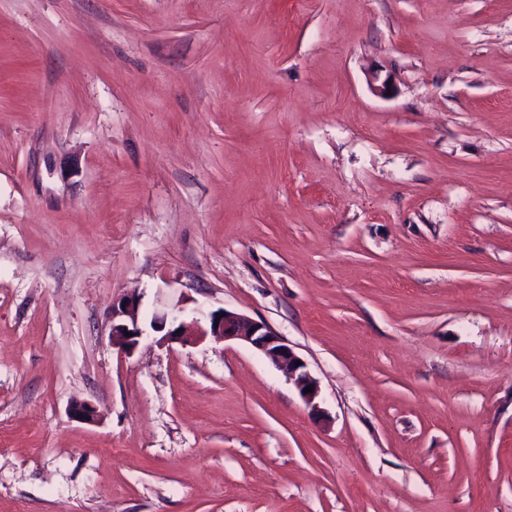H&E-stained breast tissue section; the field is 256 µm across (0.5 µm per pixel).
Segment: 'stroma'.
Segmentation results:
<instances>
[{
	"label": "stroma",
	"mask_w": 512,
	"mask_h": 512,
	"mask_svg": "<svg viewBox=\"0 0 512 512\" xmlns=\"http://www.w3.org/2000/svg\"><path fill=\"white\" fill-rule=\"evenodd\" d=\"M0 512H512V0H0ZM143 336V329L139 324V295L135 292L127 293L112 304L111 343L129 355L137 348ZM222 312H225V316H221ZM216 317H219V321H216ZM176 321L177 319L174 317L169 318L167 313L154 315L150 327L155 333H162L158 342L179 341L185 344L192 343L205 336H212L222 341L238 340L245 342L269 357L275 366L294 384L302 399L312 408L317 407L314 400L319 394L318 382L306 370L304 361L285 342L281 335L265 322L253 320L244 314L225 308L209 314L207 329L198 324L196 326H189L184 323L175 325ZM215 323H218V326H215ZM176 331H180V334H176ZM296 361H300L301 365L296 366ZM308 386H312V392L304 393Z\"/></svg>",
	"instance_id": "stroma-1"
}]
</instances>
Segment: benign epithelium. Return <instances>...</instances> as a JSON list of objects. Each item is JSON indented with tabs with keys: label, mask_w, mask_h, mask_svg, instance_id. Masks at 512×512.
<instances>
[{
	"label": "benign epithelium",
	"mask_w": 512,
	"mask_h": 512,
	"mask_svg": "<svg viewBox=\"0 0 512 512\" xmlns=\"http://www.w3.org/2000/svg\"><path fill=\"white\" fill-rule=\"evenodd\" d=\"M369 82L373 91L385 97L394 91L391 75H381V69L374 66L369 71ZM151 329L161 334L159 341H179L192 343L199 338L212 336L218 340H238L245 342L264 353L275 366L288 377L298 390L302 399L311 406H316L319 394L318 382L306 370V364L296 365L300 357L275 330L262 321L227 310L209 314L208 328L199 325L189 326L176 323V318L166 313H157L150 322ZM144 336L139 324V295L127 293L112 304V328L110 340L113 346L125 354H131ZM312 392H305L306 387ZM70 412L78 420L92 422L97 417V408L87 401L71 404Z\"/></svg>",
	"instance_id": "1"
}]
</instances>
